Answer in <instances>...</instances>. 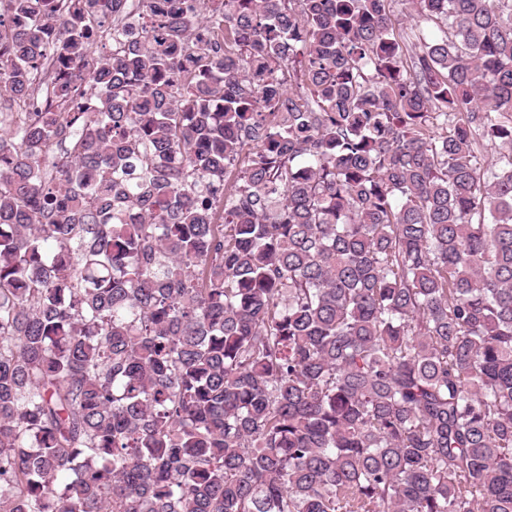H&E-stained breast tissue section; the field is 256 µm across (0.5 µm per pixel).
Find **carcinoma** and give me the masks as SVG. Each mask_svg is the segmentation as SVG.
<instances>
[{"mask_svg":"<svg viewBox=\"0 0 512 512\" xmlns=\"http://www.w3.org/2000/svg\"><path fill=\"white\" fill-rule=\"evenodd\" d=\"M392 2L0 0V512H512V0Z\"/></svg>","mask_w":512,"mask_h":512,"instance_id":"cac0c4a2","label":"carcinoma"}]
</instances>
